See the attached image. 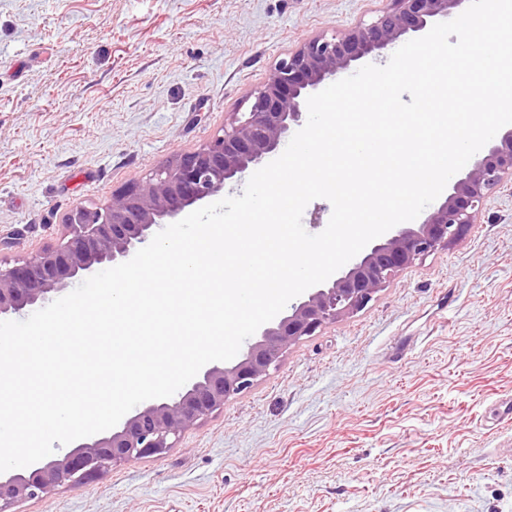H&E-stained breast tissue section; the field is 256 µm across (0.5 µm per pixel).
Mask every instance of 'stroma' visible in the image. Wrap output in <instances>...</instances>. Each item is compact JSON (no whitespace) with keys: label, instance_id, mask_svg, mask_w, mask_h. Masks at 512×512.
<instances>
[{"label":"stroma","instance_id":"obj_1","mask_svg":"<svg viewBox=\"0 0 512 512\" xmlns=\"http://www.w3.org/2000/svg\"><path fill=\"white\" fill-rule=\"evenodd\" d=\"M387 0H0V257L210 142ZM512 185L174 448L18 512H512Z\"/></svg>","mask_w":512,"mask_h":512}]
</instances>
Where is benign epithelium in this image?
Returning a JSON list of instances; mask_svg holds the SVG:
<instances>
[{
	"label": "benign epithelium",
	"mask_w": 512,
	"mask_h": 512,
	"mask_svg": "<svg viewBox=\"0 0 512 512\" xmlns=\"http://www.w3.org/2000/svg\"><path fill=\"white\" fill-rule=\"evenodd\" d=\"M368 24L305 41L281 59L232 114L222 134L200 149L173 155L145 181L112 195L104 208L75 211L55 246L12 263L0 260V320L43 303L75 280L130 260L156 230L199 209L263 167L292 131L303 126L306 100L356 63L383 53L406 36L427 33L440 18L457 17L468 0H393ZM512 183V126L499 130L472 158L444 196L414 224H398L325 282L307 289L288 311L262 325L254 342L230 364L212 362L169 397L126 414L113 428L82 438L60 458L0 473V512L116 464L161 455L197 421L278 366L283 353L323 326L364 309L416 260L448 247L476 223L487 196Z\"/></svg>",
	"instance_id": "benign-epithelium-1"
}]
</instances>
